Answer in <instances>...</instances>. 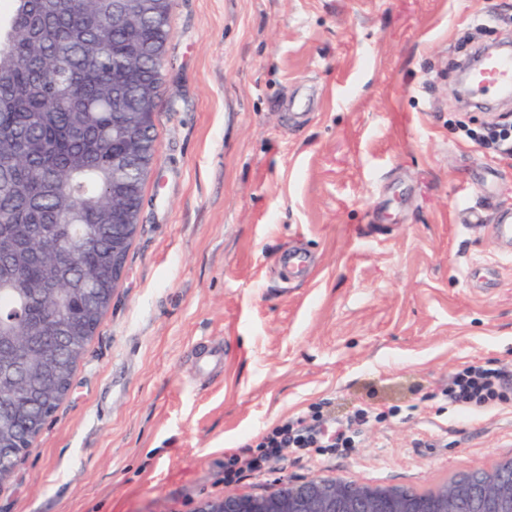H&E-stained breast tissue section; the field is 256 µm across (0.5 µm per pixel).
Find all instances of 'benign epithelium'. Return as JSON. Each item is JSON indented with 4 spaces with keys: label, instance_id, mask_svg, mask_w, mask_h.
<instances>
[{
    "label": "benign epithelium",
    "instance_id": "benign-epithelium-1",
    "mask_svg": "<svg viewBox=\"0 0 512 512\" xmlns=\"http://www.w3.org/2000/svg\"><path fill=\"white\" fill-rule=\"evenodd\" d=\"M27 347L8 343L0 364L23 366ZM453 478L432 490L428 502H411L398 486H357L341 478L314 477L302 482L282 481L258 494H229L201 501L196 512H512V458L492 476Z\"/></svg>",
    "mask_w": 512,
    "mask_h": 512
}]
</instances>
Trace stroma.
<instances>
[{
    "mask_svg": "<svg viewBox=\"0 0 512 512\" xmlns=\"http://www.w3.org/2000/svg\"><path fill=\"white\" fill-rule=\"evenodd\" d=\"M496 42L512 0H173L120 296L0 512H195L225 456L316 403L398 414L237 491L422 493L512 457V407L438 395L465 362L512 363V256L463 222L512 211V157L459 132L512 101L464 104L455 79Z\"/></svg>",
    "mask_w": 512,
    "mask_h": 512,
    "instance_id": "1",
    "label": "stroma"
}]
</instances>
